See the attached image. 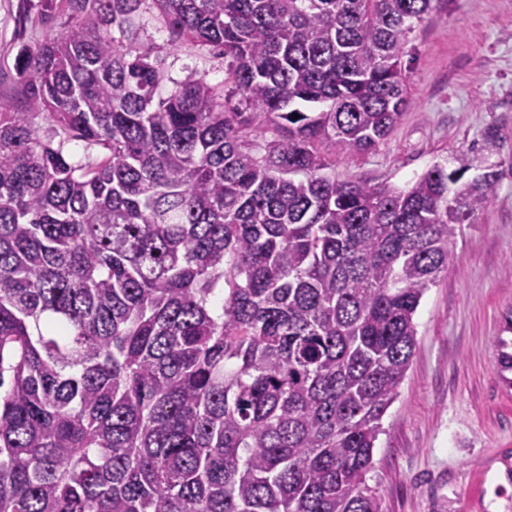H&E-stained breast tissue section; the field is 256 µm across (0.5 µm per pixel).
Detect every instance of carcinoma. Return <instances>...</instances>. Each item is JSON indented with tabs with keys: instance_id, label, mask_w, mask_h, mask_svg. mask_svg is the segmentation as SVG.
I'll list each match as a JSON object with an SVG mask.
<instances>
[{
	"instance_id": "1",
	"label": "carcinoma",
	"mask_w": 512,
	"mask_h": 512,
	"mask_svg": "<svg viewBox=\"0 0 512 512\" xmlns=\"http://www.w3.org/2000/svg\"><path fill=\"white\" fill-rule=\"evenodd\" d=\"M435 2L65 0L67 31L20 49L25 111L0 100V512H382L366 474L415 314L499 173L468 178L463 155L404 189L338 182L324 148L400 123ZM152 12L171 46L219 50L224 86L159 92Z\"/></svg>"
}]
</instances>
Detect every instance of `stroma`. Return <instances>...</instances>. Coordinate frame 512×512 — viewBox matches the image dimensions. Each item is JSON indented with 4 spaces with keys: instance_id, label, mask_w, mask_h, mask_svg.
<instances>
[{
    "instance_id": "1",
    "label": "stroma",
    "mask_w": 512,
    "mask_h": 512,
    "mask_svg": "<svg viewBox=\"0 0 512 512\" xmlns=\"http://www.w3.org/2000/svg\"><path fill=\"white\" fill-rule=\"evenodd\" d=\"M0 0V97L14 98V58L67 24L46 0ZM145 43L177 81L224 79L208 47L173 49L163 22L149 19ZM412 100L375 148L330 157L325 173L405 188L457 152L499 171L490 206L463 225L453 266L423 296L417 345L385 414L368 485L383 512H466L468 474L512 449V389L497 374L502 316L512 308V0H440L416 23L402 57ZM497 148L487 153L488 133Z\"/></svg>"
}]
</instances>
